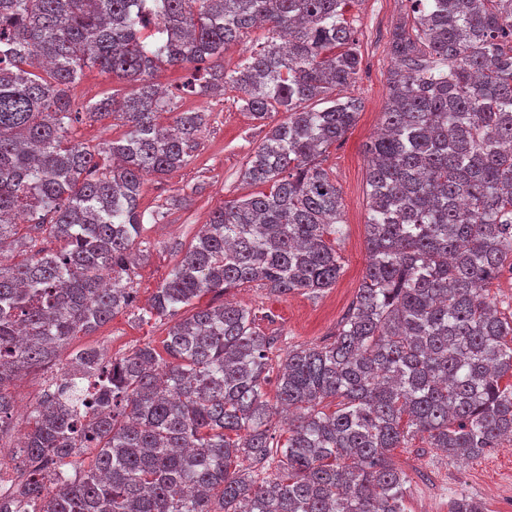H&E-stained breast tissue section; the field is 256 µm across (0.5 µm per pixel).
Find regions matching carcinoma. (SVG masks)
<instances>
[{
  "mask_svg": "<svg viewBox=\"0 0 512 512\" xmlns=\"http://www.w3.org/2000/svg\"><path fill=\"white\" fill-rule=\"evenodd\" d=\"M355 3L0 0V434L8 386L71 337L124 312L170 322L165 358L86 349L62 367L70 381L43 392L25 433L28 458L52 467L21 474L0 512H407L391 450L408 436L464 459L512 439V316L486 294L512 258V0H412L413 24L393 32L384 129L367 145L366 272L332 341L284 350L276 403L277 337L248 308L200 305L247 284H336L341 194L317 157L362 108L346 95L361 65ZM258 23L270 40L225 70L224 48ZM87 65L124 79L125 99L73 111ZM161 68L193 70L185 94L231 88L254 118L284 119L244 172L271 191L214 210L140 308L145 180L185 164L204 121L161 122ZM317 98L331 106L308 107ZM109 116L125 131L104 146L69 138ZM21 211L65 246L18 235ZM278 405L295 413L283 442ZM83 448L92 461L74 476ZM275 455L276 475L258 479ZM448 512L487 509L460 493Z\"/></svg>",
  "mask_w": 512,
  "mask_h": 512,
  "instance_id": "carcinoma-1",
  "label": "carcinoma"
}]
</instances>
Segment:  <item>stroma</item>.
<instances>
[{
  "label": "stroma",
  "mask_w": 512,
  "mask_h": 512,
  "mask_svg": "<svg viewBox=\"0 0 512 512\" xmlns=\"http://www.w3.org/2000/svg\"><path fill=\"white\" fill-rule=\"evenodd\" d=\"M347 18L362 58L361 71L349 93L361 101L362 108L357 123L320 157L342 197L346 234L336 242L342 266L339 278L332 288L315 297L304 293L278 296L253 285L203 298L207 304L229 300L255 311L260 327L278 336L283 349L319 345L331 339L367 265L366 146L381 126L388 97L387 78L395 67L388 52L389 36L402 21L412 20V4L410 0H359ZM128 91L126 82L92 67L84 70L72 104L78 109L106 97L119 100ZM175 105L181 112L204 113L205 124L186 165L164 176L148 177L143 186L141 209L162 212L163 217L145 224L141 235V254L131 275L140 307L148 305L159 283L195 240L212 211L257 192V185L243 177L245 164L268 130L284 118L283 113L275 112L266 119H254L242 108L237 92L230 90L211 97L179 98ZM167 331V321L145 323L120 314L95 331L74 337L60 357L65 360L89 348L114 357L147 343L159 349ZM391 456L409 477L408 512H448L450 497L460 490L483 502L488 512H512V441L459 461L430 447L425 435L417 434L405 447L393 449Z\"/></svg>",
  "instance_id": "35a3bbf8"
}]
</instances>
